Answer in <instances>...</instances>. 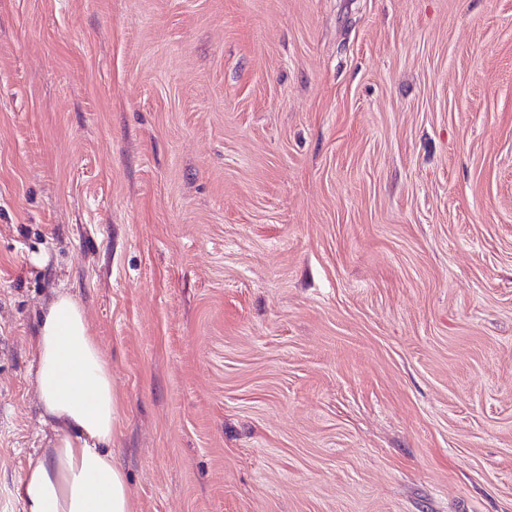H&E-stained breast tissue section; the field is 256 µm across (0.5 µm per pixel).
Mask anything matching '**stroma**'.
<instances>
[{
  "instance_id": "obj_1",
  "label": "stroma",
  "mask_w": 512,
  "mask_h": 512,
  "mask_svg": "<svg viewBox=\"0 0 512 512\" xmlns=\"http://www.w3.org/2000/svg\"><path fill=\"white\" fill-rule=\"evenodd\" d=\"M60 288L136 512H512V0H0V512Z\"/></svg>"
}]
</instances>
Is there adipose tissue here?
<instances>
[{"mask_svg":"<svg viewBox=\"0 0 512 512\" xmlns=\"http://www.w3.org/2000/svg\"><path fill=\"white\" fill-rule=\"evenodd\" d=\"M36 352V391L55 436L28 459L17 489L27 512H134L112 447L122 421L112 367L69 291L42 312Z\"/></svg>","mask_w":512,"mask_h":512,"instance_id":"ef3b65f1","label":"adipose tissue"}]
</instances>
